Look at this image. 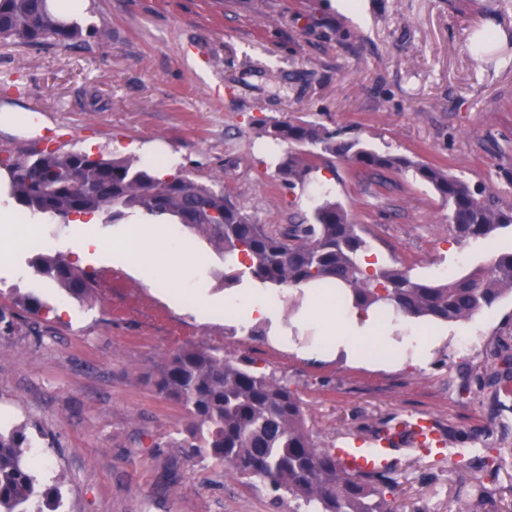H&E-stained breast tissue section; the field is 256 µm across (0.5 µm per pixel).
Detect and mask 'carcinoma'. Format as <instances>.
<instances>
[{
	"label": "carcinoma",
	"instance_id": "1",
	"mask_svg": "<svg viewBox=\"0 0 512 512\" xmlns=\"http://www.w3.org/2000/svg\"><path fill=\"white\" fill-rule=\"evenodd\" d=\"M52 40L72 45L82 30L49 11L47 0H0V41L38 46ZM261 132L275 143L300 150L288 154L277 174L290 188L312 183L324 157L339 156L369 170L410 172L434 189L446 205L457 237L487 240L512 229V206L492 191L475 190L444 162L425 163L405 155L376 152L358 140L304 121L272 120ZM16 204L68 223L67 217L99 215L116 223L138 213L166 218L204 237L224 255V281L238 283L249 274L262 284L336 289L341 306L382 315H403L450 323L472 319L506 294H512V250L475 265L444 283L412 277L402 268L365 270L369 243L361 225L337 202L320 194L312 222L285 229L259 224L222 189L197 180L182 168L164 176L152 164L125 158L104 159L85 152L37 151L23 158L0 157ZM32 267L68 295L92 297V275L59 254H42ZM27 322L0 308V339L23 331ZM493 356L485 386L496 399L509 391L512 353L505 346ZM147 380L157 394L180 406L188 419L185 437L172 448H194L224 462L231 474L257 479L288 501V512H394L393 466L377 476L341 468L331 449L318 445L306 426L301 399L288 383L252 368L251 361L224 349L190 345L168 355ZM25 425L0 429V512H44L55 504V489L38 479L28 455ZM488 491L462 503L458 512H485Z\"/></svg>",
	"mask_w": 512,
	"mask_h": 512
}]
</instances>
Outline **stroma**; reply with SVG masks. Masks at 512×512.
I'll use <instances>...</instances> for the list:
<instances>
[{"label": "stroma", "mask_w": 512, "mask_h": 512, "mask_svg": "<svg viewBox=\"0 0 512 512\" xmlns=\"http://www.w3.org/2000/svg\"><path fill=\"white\" fill-rule=\"evenodd\" d=\"M84 40L32 47L0 43V153L52 146L140 157L165 148L198 180L225 189L255 221L285 227L309 216L307 189L276 175L288 144L270 145L259 119L301 120L341 131L370 148L425 162L446 161L471 185L512 203V0H90ZM493 41L473 47L484 32ZM315 182L362 225L380 265L439 281L497 250L460 242L448 207L412 175H376L341 157L321 162ZM74 223L48 219L22 238L0 270V307L22 312L28 294L60 296L35 274L37 252L60 253L96 276L94 300L48 305L37 334L0 341V424L27 425L35 470L59 482L64 512H288L262 482L232 476L217 461L171 447L187 420L146 384L172 350L223 347L296 389L315 440L341 447L423 414L439 421L445 455L412 440L391 451L396 512H452L479 489L488 512H512V395L484 388L490 346L512 344V295L465 322L402 318L375 357L323 356L317 323L297 324L300 289L279 286L271 319L241 328L171 307L111 257L85 259L70 246ZM432 336L426 362L398 359L396 341ZM500 458L496 475L478 459Z\"/></svg>", "instance_id": "35a3bbf8"}]
</instances>
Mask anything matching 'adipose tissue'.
Segmentation results:
<instances>
[{
	"label": "adipose tissue",
	"instance_id": "ef3b65f1",
	"mask_svg": "<svg viewBox=\"0 0 512 512\" xmlns=\"http://www.w3.org/2000/svg\"><path fill=\"white\" fill-rule=\"evenodd\" d=\"M112 259L146 276L149 283L167 282L163 291L166 301L188 307L191 313L203 318L228 312L251 325L270 318L279 302L278 294L262 289H248L217 299L190 287L189 274L202 263L199 254L174 227L150 216L133 218L131 246L113 251ZM304 318L319 323L331 346L350 355L356 353L363 340L382 337L384 332L376 319L361 321L341 314L336 309L335 297L321 291L311 294Z\"/></svg>",
	"mask_w": 512,
	"mask_h": 512
}]
</instances>
